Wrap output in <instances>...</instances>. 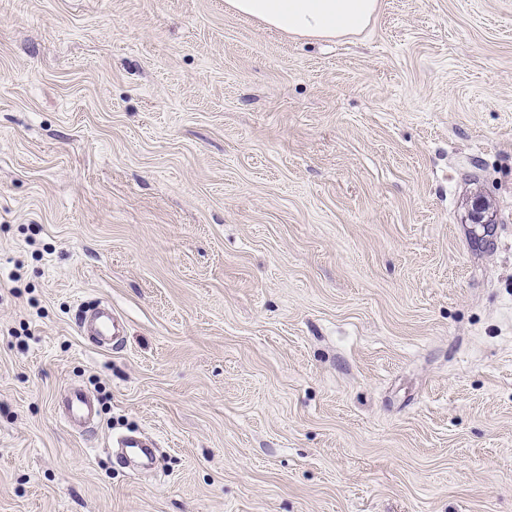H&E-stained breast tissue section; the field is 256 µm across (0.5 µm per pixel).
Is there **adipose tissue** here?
I'll return each mask as SVG.
<instances>
[{"label":"adipose tissue","instance_id":"1","mask_svg":"<svg viewBox=\"0 0 512 512\" xmlns=\"http://www.w3.org/2000/svg\"><path fill=\"white\" fill-rule=\"evenodd\" d=\"M224 7L293 36L333 39L367 28L379 0H225Z\"/></svg>","mask_w":512,"mask_h":512}]
</instances>
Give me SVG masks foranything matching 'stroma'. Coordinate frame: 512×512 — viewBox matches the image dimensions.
Here are the masks:
<instances>
[{
  "instance_id": "1",
  "label": "stroma",
  "mask_w": 512,
  "mask_h": 512,
  "mask_svg": "<svg viewBox=\"0 0 512 512\" xmlns=\"http://www.w3.org/2000/svg\"><path fill=\"white\" fill-rule=\"evenodd\" d=\"M0 512H512V0H0ZM224 7L292 36L333 39L367 28L379 0H225ZM77 324L81 334L95 346L112 347V340L118 338L121 319L112 313V307L107 305L91 313L80 310ZM58 409L72 428L81 431H86L92 417L98 414L95 399L81 388L66 391Z\"/></svg>"
}]
</instances>
